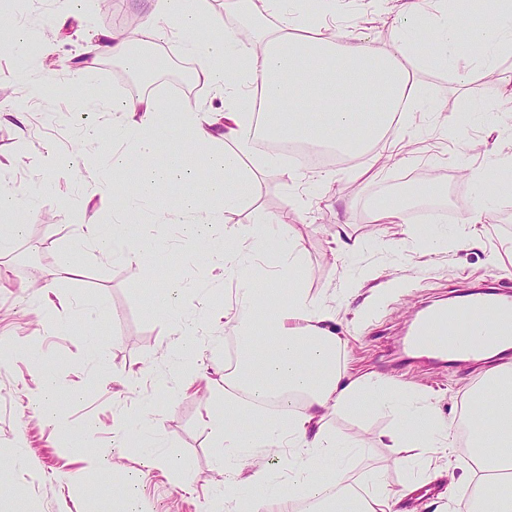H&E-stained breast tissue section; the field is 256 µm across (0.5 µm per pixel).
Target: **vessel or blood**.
<instances>
[{"instance_id": "1", "label": "vessel or blood", "mask_w": 512, "mask_h": 512, "mask_svg": "<svg viewBox=\"0 0 512 512\" xmlns=\"http://www.w3.org/2000/svg\"><path fill=\"white\" fill-rule=\"evenodd\" d=\"M512 344V290L497 286L460 296L453 307L420 316L406 346L449 358L475 357Z\"/></svg>"}]
</instances>
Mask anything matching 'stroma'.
Instances as JSON below:
<instances>
[{"label": "stroma", "instance_id": "stroma-1", "mask_svg": "<svg viewBox=\"0 0 512 512\" xmlns=\"http://www.w3.org/2000/svg\"><path fill=\"white\" fill-rule=\"evenodd\" d=\"M403 4L388 0L381 8L376 0H339L337 22L387 52L386 16ZM151 9V0H83L77 9L69 0H0V14L40 35L36 45L18 46L9 27L0 28V103L26 96L32 82L45 89L44 98L22 114L0 117V170L16 195L36 197L24 234L0 257V465L9 469L0 512H125L124 489L135 473L142 477L147 512H211L224 492L220 441L209 421L224 401L225 352L233 345L218 317L237 299V278L225 273L223 258L198 251L180 225L157 223L158 214L174 213L181 188L155 195L137 218L135 242L153 250L152 264L137 265L72 250L76 225L112 224L111 187L86 171H58L44 182L36 177L50 152L92 156L97 169L107 168L112 121L90 107L73 110L70 75L79 73L85 89L98 95L109 86L140 90L139 77L102 48H90L89 39L125 32ZM23 56L32 59L24 78L17 74ZM417 83L437 112L404 130L411 160L391 158L372 181L351 179L344 167H335L331 193L302 229L307 277L276 278V258L268 253L254 259L252 270L258 287L276 283V301L302 289L335 306L336 332L347 340L339 357L344 372L400 382L454 423L479 372L467 361L405 366L398 348L421 311L447 305L468 283L503 278L512 286V194L482 213L478 246L449 243L473 208L471 173L512 167V149L499 146L512 136V55L499 59L494 73L472 70L465 83L448 71L418 73ZM88 126L96 128V138L81 137ZM303 174L300 182L277 170L260 175L247 202L225 214V226L258 232L261 219L303 195L318 170L309 166ZM433 174L442 199L407 206L406 226L420 236L418 247H374L373 209L397 199L398 187L419 190ZM341 226L365 244L356 257L330 253ZM66 263L74 273L58 278ZM353 266L369 269L372 277L344 302L340 296ZM160 273L182 304L174 321L159 313L164 295L148 290ZM174 345L191 348V366L171 364L168 349ZM41 370L53 372L59 383L60 419L53 424L26 400ZM145 408L151 418L141 426L137 418ZM392 425L390 415L374 412L331 421L337 441L366 440L345 460L359 483L382 475L396 488L404 480L400 461L407 449L377 441ZM146 434L183 468L184 486H175L168 471L147 467ZM90 455L106 458L107 468L89 466ZM463 476L460 468L450 478L423 474L408 500L410 512H463L462 497L469 492Z\"/></svg>", "mask_w": 512, "mask_h": 512}]
</instances>
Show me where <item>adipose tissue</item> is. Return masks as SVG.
Wrapping results in <instances>:
<instances>
[{
	"mask_svg": "<svg viewBox=\"0 0 512 512\" xmlns=\"http://www.w3.org/2000/svg\"><path fill=\"white\" fill-rule=\"evenodd\" d=\"M261 11L279 16V26L245 27L236 31L222 19H208L205 0H154L144 23L148 40L180 44L184 53L202 58L198 81L224 96V111L215 114L156 96L101 100L102 111L117 115L115 134L121 150L112 154V175L132 180L135 189L121 202V216L109 229L76 225L74 249L89 247L129 263H141L144 251L134 249L132 224L126 217L159 191L190 186L176 213L186 237L199 245L213 240L224 213L237 210L262 167L245 168L242 158L254 156L261 133L279 141L300 140L334 146L350 157L367 154L395 129L397 116L419 109L413 70H450L461 74L471 66L493 71L499 58L512 54V0H486L484 24L468 36L458 28L465 14L450 0H407L390 26L392 51L383 54L353 31L325 26L324 4L315 0H224L228 14ZM428 48H421V41ZM415 69H408L407 61ZM179 111L183 124L202 150L194 160L188 148L172 150L156 160L163 117ZM222 171L223 183L208 174ZM512 185L508 173L479 179L475 214L465 217L456 236L468 247L480 238L479 214ZM273 228L256 245L275 253L280 271L300 268L302 234L282 216L268 218ZM224 262L241 279L236 309L225 311L224 324L238 339L240 358L226 379L232 389L223 412L211 418L224 454L225 512H291L295 502L334 489V504L348 512H406L403 502L418 487L420 475L451 473L459 454L458 427L442 421L432 406L413 401L408 391L387 377H345L337 357L344 345L336 335V309L326 301L294 291L273 310H265L250 276V247L225 246ZM251 398V410L262 408L273 393L296 396L287 417L267 418L262 433L249 426L238 392ZM468 418L475 463L468 485L477 487L481 512H512V496L501 480L512 471V362L491 368L473 397ZM364 410L387 411L395 425L387 439L418 448L407 461L410 477L392 488L382 477L361 486L344 467L345 449L328 432L332 417ZM289 447L292 479L280 488L267 470L243 475L251 449Z\"/></svg>",
	"mask_w": 512,
	"mask_h": 512,
	"instance_id": "ef3b65f1",
	"label": "adipose tissue"
}]
</instances>
